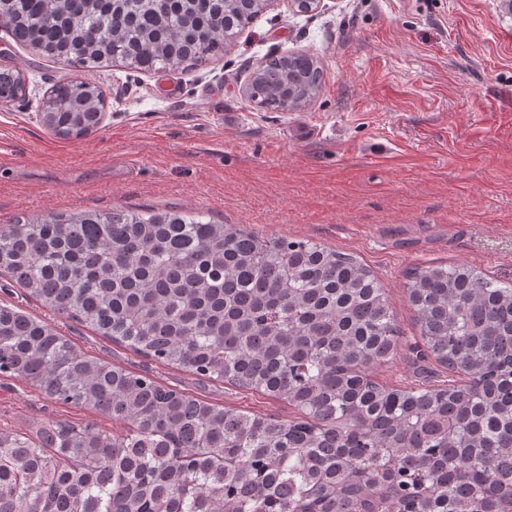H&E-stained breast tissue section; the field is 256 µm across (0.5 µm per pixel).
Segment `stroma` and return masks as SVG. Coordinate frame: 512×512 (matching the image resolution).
<instances>
[{
  "mask_svg": "<svg viewBox=\"0 0 512 512\" xmlns=\"http://www.w3.org/2000/svg\"><path fill=\"white\" fill-rule=\"evenodd\" d=\"M313 54L323 71L301 112H259L244 88L263 58ZM25 95L0 104V224L115 206L199 210L265 237L353 254L384 288L401 333L372 375L393 387L447 384L420 358L409 273L465 263L512 283V0H275L223 59L175 73L81 71L105 97L98 130L53 135L39 105L68 74L0 32V67ZM0 302L45 321L82 353L211 403L288 421L287 402L147 360L60 316L0 276ZM49 419L122 434L126 424L0 375V427Z\"/></svg>",
  "mask_w": 512,
  "mask_h": 512,
  "instance_id": "stroma-1",
  "label": "stroma"
}]
</instances>
